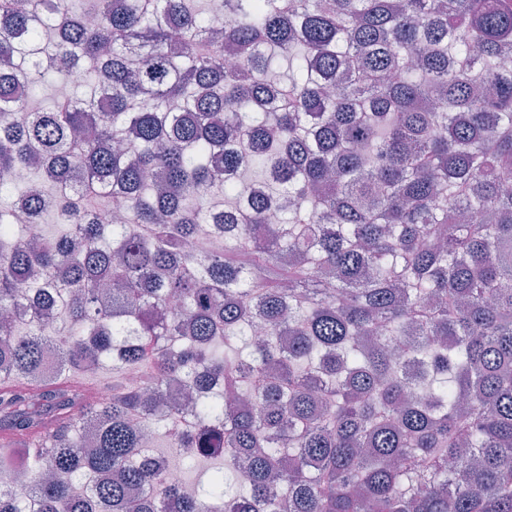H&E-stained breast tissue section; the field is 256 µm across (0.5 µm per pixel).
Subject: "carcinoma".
<instances>
[{
  "mask_svg": "<svg viewBox=\"0 0 512 512\" xmlns=\"http://www.w3.org/2000/svg\"><path fill=\"white\" fill-rule=\"evenodd\" d=\"M73 2L0 0V512H512V0Z\"/></svg>",
  "mask_w": 512,
  "mask_h": 512,
  "instance_id": "carcinoma-1",
  "label": "carcinoma"
}]
</instances>
